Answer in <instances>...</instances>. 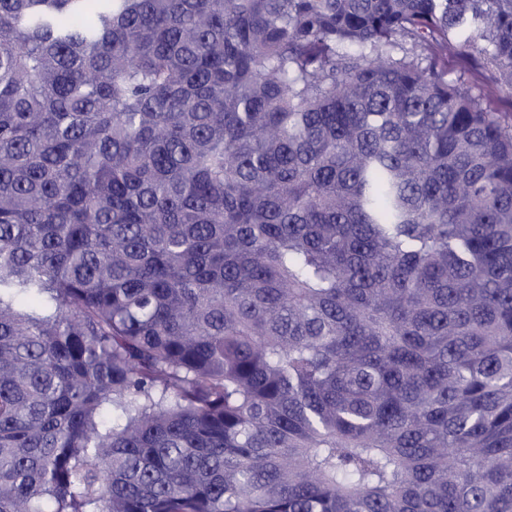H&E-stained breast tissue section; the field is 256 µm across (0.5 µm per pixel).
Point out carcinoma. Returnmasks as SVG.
<instances>
[{"mask_svg": "<svg viewBox=\"0 0 512 512\" xmlns=\"http://www.w3.org/2000/svg\"><path fill=\"white\" fill-rule=\"evenodd\" d=\"M0 512H512V0H0Z\"/></svg>", "mask_w": 512, "mask_h": 512, "instance_id": "carcinoma-1", "label": "carcinoma"}]
</instances>
